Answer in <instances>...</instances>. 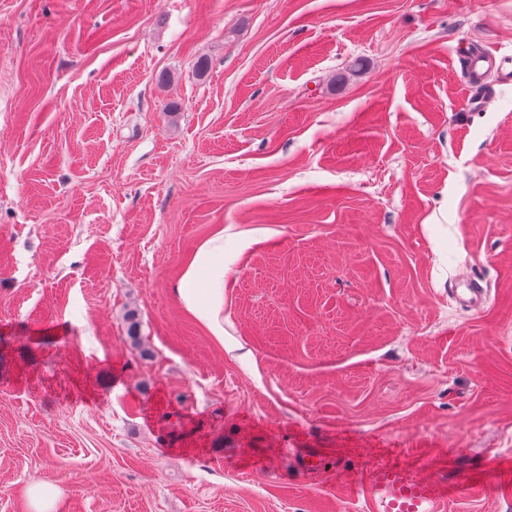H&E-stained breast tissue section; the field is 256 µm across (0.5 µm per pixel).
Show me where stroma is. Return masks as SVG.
Listing matches in <instances>:
<instances>
[{
	"label": "stroma",
	"mask_w": 512,
	"mask_h": 512,
	"mask_svg": "<svg viewBox=\"0 0 512 512\" xmlns=\"http://www.w3.org/2000/svg\"><path fill=\"white\" fill-rule=\"evenodd\" d=\"M476 54L512 0H0V512H367L351 479L439 448L447 512H512V81ZM218 236L220 344L175 291ZM28 495L35 512H52L58 490L51 485L36 482L29 486Z\"/></svg>",
	"instance_id": "1"
}]
</instances>
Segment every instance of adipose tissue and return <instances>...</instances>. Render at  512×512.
<instances>
[{"label":"adipose tissue","mask_w":512,"mask_h":512,"mask_svg":"<svg viewBox=\"0 0 512 512\" xmlns=\"http://www.w3.org/2000/svg\"><path fill=\"white\" fill-rule=\"evenodd\" d=\"M209 249H201L179 282L177 293L196 318L216 340L224 338V269L212 265Z\"/></svg>","instance_id":"adipose-tissue-1"}]
</instances>
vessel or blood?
Here are the masks:
<instances>
[{
  "label": "vessel or blood",
  "mask_w": 512,
  "mask_h": 512,
  "mask_svg": "<svg viewBox=\"0 0 512 512\" xmlns=\"http://www.w3.org/2000/svg\"><path fill=\"white\" fill-rule=\"evenodd\" d=\"M353 496L363 497L368 512H446L444 492L430 480L392 461L367 467L350 484Z\"/></svg>",
  "instance_id": "obj_1"
}]
</instances>
